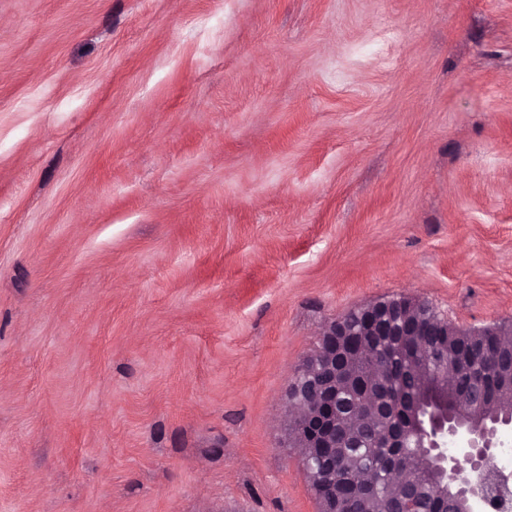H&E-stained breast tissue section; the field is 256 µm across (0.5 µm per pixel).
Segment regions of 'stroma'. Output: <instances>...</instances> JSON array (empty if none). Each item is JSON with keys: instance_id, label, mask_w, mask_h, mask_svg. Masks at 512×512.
Instances as JSON below:
<instances>
[{"instance_id": "obj_1", "label": "stroma", "mask_w": 512, "mask_h": 512, "mask_svg": "<svg viewBox=\"0 0 512 512\" xmlns=\"http://www.w3.org/2000/svg\"><path fill=\"white\" fill-rule=\"evenodd\" d=\"M399 296L512 325V0H0V512H320L289 379Z\"/></svg>"}]
</instances>
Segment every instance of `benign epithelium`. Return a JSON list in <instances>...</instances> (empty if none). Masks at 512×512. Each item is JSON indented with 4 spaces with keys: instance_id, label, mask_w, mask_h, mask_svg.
<instances>
[{
    "instance_id": "benign-epithelium-1",
    "label": "benign epithelium",
    "mask_w": 512,
    "mask_h": 512,
    "mask_svg": "<svg viewBox=\"0 0 512 512\" xmlns=\"http://www.w3.org/2000/svg\"><path fill=\"white\" fill-rule=\"evenodd\" d=\"M411 302L413 299L405 296L381 300L357 309V328H351L343 316L323 330L314 356L295 369L289 384L292 389L308 382L313 392L307 397L286 396L287 441L295 448H316L320 456L335 458L336 449L350 438L345 429L346 415L336 407V394L347 389L360 398L363 408L355 415L357 425L372 426L388 413H402L414 423L421 447L448 472V486L440 489V496H448L451 486L454 497L464 500L468 512H473L474 505L493 495L500 512H512V474L496 465L501 447L498 433L501 428L512 426L511 416L475 427L449 415L437 400L405 410L387 397L377 372V355L381 337L389 335L390 329H395L394 335L402 345L412 336L435 334L437 339L429 345H415V354L428 352L435 358L448 355V343L440 339L444 332L431 333L408 318ZM348 336H359L362 343H349ZM494 375L500 389L511 390L512 359L499 361ZM449 441L457 447V453L451 456L446 449Z\"/></svg>"
}]
</instances>
